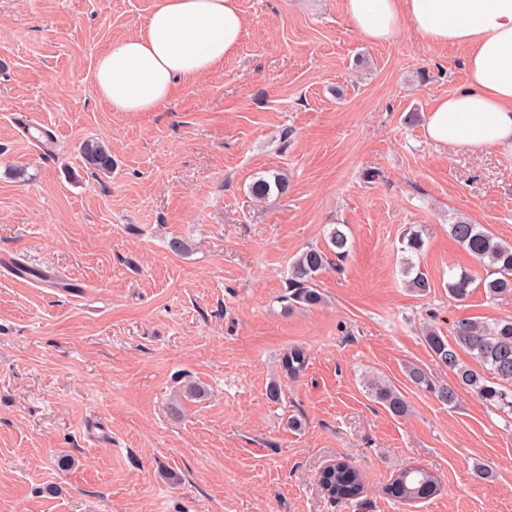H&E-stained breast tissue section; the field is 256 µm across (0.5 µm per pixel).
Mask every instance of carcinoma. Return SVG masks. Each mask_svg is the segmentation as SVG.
I'll use <instances>...</instances> for the list:
<instances>
[{"mask_svg": "<svg viewBox=\"0 0 512 512\" xmlns=\"http://www.w3.org/2000/svg\"><path fill=\"white\" fill-rule=\"evenodd\" d=\"M81 153L91 169L100 172L112 170V154L102 143L88 140L83 143ZM273 187L283 193L288 189V180L279 175L272 183L261 178L252 184L251 192L257 199H266ZM449 234L485 269L480 286L490 298L512 294V243L499 239L483 225L463 218L449 224ZM401 244V251L406 253L403 268L405 284L412 292L425 295L431 285L412 261V256L423 251V230L412 226L407 228ZM350 249L347 234L336 225L327 234L325 246L302 251L290 268L288 294L281 297L283 313L289 315L297 309L320 305L323 297L317 284L318 276L333 261L344 260ZM474 283L475 279L467 270L451 275L448 278V296L456 302H463L472 292ZM424 340L436 363L447 368L455 382L437 383L422 367L409 363L404 369L412 385L434 394L439 402L450 407L456 405L459 390L469 391L496 411L504 419L505 426L512 425V319H463L454 324L450 335L430 328L424 332ZM464 354L475 360L479 368L466 363L462 359ZM280 364L284 376H299L307 367L306 350L301 346L289 348L283 353ZM366 387L391 414L403 416L408 412L405 398L390 383L372 377L366 381ZM318 482L335 500H355L365 488V476L342 461L322 470ZM440 486L441 480L437 475L406 465L392 475L384 492L397 501L418 502L437 494Z\"/></svg>", "mask_w": 512, "mask_h": 512, "instance_id": "obj_1", "label": "carcinoma"}]
</instances>
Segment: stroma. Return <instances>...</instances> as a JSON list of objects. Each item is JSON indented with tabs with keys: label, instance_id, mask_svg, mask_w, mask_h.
I'll use <instances>...</instances> for the list:
<instances>
[{
	"label": "stroma",
	"instance_id": "35a3bbf8",
	"mask_svg": "<svg viewBox=\"0 0 512 512\" xmlns=\"http://www.w3.org/2000/svg\"><path fill=\"white\" fill-rule=\"evenodd\" d=\"M158 2L0 0V512H512V429L470 393L451 408L404 374L452 379L422 326L512 318V296H448L450 271L484 273L452 216L512 242V155L424 136L464 80L462 51L407 29L370 44L341 0H239L245 35L222 68L163 111H112L96 59ZM89 139L111 172L83 161ZM276 173L287 192L256 201L251 184ZM335 224L351 250L320 275L323 304L283 315L293 260ZM411 226L422 297L401 274ZM294 346L308 365L290 379ZM372 376L407 415L374 401ZM189 383L205 397L186 400ZM335 460L365 474L357 501L320 487ZM404 464L438 474L440 494L385 495ZM85 163L93 170L110 172L112 170V154L105 145L98 141H85L81 148ZM401 250L408 255L405 257L403 274L406 277L405 284L413 293L425 295L431 288L428 278L420 270H416V266L412 261V255H419L423 251L425 240L423 238V230L409 227L405 230L401 237ZM281 372L287 378H296L307 367V353L301 346H294L284 352L280 359ZM366 387L371 396L391 414L404 416L408 412L405 398L393 385L385 380L372 377L366 381Z\"/></svg>",
	"mask_w": 512,
	"mask_h": 512
}]
</instances>
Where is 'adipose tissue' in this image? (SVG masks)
<instances>
[{"label": "adipose tissue", "mask_w": 512, "mask_h": 512, "mask_svg": "<svg viewBox=\"0 0 512 512\" xmlns=\"http://www.w3.org/2000/svg\"><path fill=\"white\" fill-rule=\"evenodd\" d=\"M342 10L371 44L406 27L428 45L462 50L465 79L435 101L425 135L512 154V0H342ZM244 34L237 0H159L136 34L97 58V96L115 112L161 111L179 87L221 68Z\"/></svg>", "instance_id": "adipose-tissue-1"}]
</instances>
